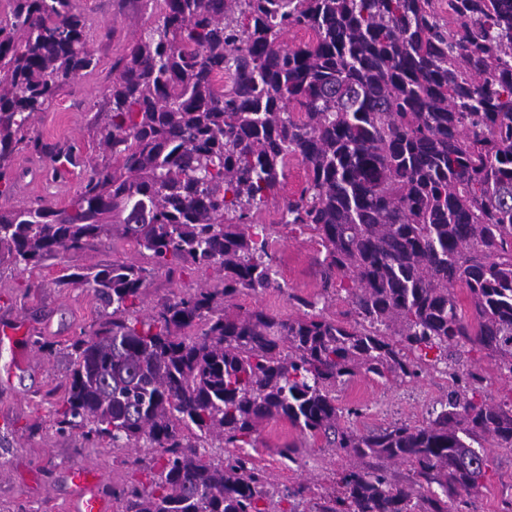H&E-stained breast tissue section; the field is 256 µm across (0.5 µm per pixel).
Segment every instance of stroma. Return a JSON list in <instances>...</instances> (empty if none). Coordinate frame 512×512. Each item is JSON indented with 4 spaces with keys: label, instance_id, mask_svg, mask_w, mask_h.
Instances as JSON below:
<instances>
[{
    "label": "stroma",
    "instance_id": "obj_1",
    "mask_svg": "<svg viewBox=\"0 0 512 512\" xmlns=\"http://www.w3.org/2000/svg\"><path fill=\"white\" fill-rule=\"evenodd\" d=\"M76 7L86 19V42L97 66L65 81L56 100L36 116L31 134L46 144L74 140L87 155L98 149V112L102 91L112 81V65L138 28L153 20L159 5L157 0H77ZM52 165L51 158L42 155L33 159L23 153L15 160L25 195L61 208L70 203L87 171L81 167L73 180L52 182L45 177ZM263 218L275 240L280 287L261 295L243 293L238 304L245 308L260 305L288 318L301 314L296 303L301 296L315 301L324 316L353 322L347 300L323 289L318 265L323 255L315 232L280 225V215L272 205ZM148 263L146 251L115 234L22 273L7 264L0 266V320L17 319L32 336L27 358L9 383H0V512H68L66 474L76 459L101 468L116 489L137 479L141 467L151 465L152 455L146 449L106 444L95 448L79 435L58 434L54 427V403L64 391L71 367L70 345L89 337L103 319L92 289L59 284V277L67 270L87 272L114 264ZM220 277L213 269L153 274L143 310L151 312L174 294L215 285ZM448 392L444 370L428 367L418 378L402 381L359 373L338 386L336 396L339 406L356 408V415L345 418L344 424L362 434L394 422L422 424L433 408L446 401ZM287 447L295 449V461L282 456ZM485 447L491 460L489 471L461 510L512 512V448H499L490 441ZM253 454L266 472L279 512H312L313 495L331 488L344 466L324 438L309 437L285 422L263 427ZM301 483L311 488V497L284 499L286 488Z\"/></svg>",
    "mask_w": 512,
    "mask_h": 512
}]
</instances>
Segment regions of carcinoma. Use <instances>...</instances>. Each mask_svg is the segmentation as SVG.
<instances>
[{
	"label": "carcinoma",
	"mask_w": 512,
	"mask_h": 512,
	"mask_svg": "<svg viewBox=\"0 0 512 512\" xmlns=\"http://www.w3.org/2000/svg\"><path fill=\"white\" fill-rule=\"evenodd\" d=\"M112 64L100 147L67 207L0 208V265L26 270L119 231L149 266L64 274L105 320L71 344L54 425L154 465L121 512H268L246 448L284 419L331 438L348 466L314 512H451L512 448V398L462 371L477 345L512 379V0H161ZM75 0L0 12V199L29 127L64 80L97 66ZM305 31L311 39L291 44ZM304 165L280 223L312 229L324 288L354 323L234 303L280 287L260 214ZM218 268V285L144 316L149 277ZM466 289L473 321L459 311ZM446 365L448 400L421 425L358 434L336 387L359 372ZM217 440L224 457L212 460ZM406 464L403 483L388 466Z\"/></svg>",
	"instance_id": "carcinoma-1"
}]
</instances>
